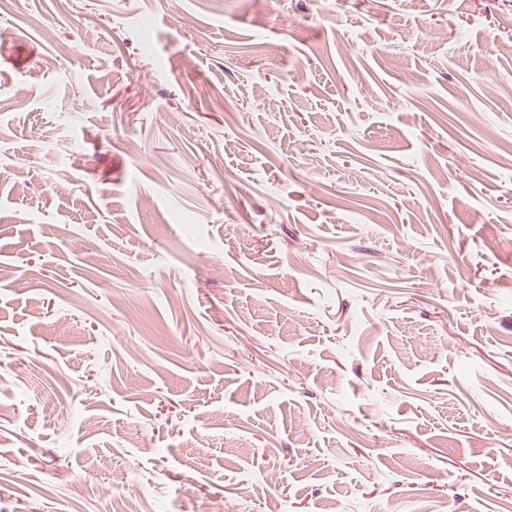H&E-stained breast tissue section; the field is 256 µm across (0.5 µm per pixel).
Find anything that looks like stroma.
<instances>
[{
    "label": "stroma",
    "instance_id": "obj_1",
    "mask_svg": "<svg viewBox=\"0 0 512 512\" xmlns=\"http://www.w3.org/2000/svg\"><path fill=\"white\" fill-rule=\"evenodd\" d=\"M507 44L512 0H0V512H512ZM101 495L110 503V512H149L143 501L128 484L122 491H111L108 487L101 488Z\"/></svg>",
    "mask_w": 512,
    "mask_h": 512
}]
</instances>
